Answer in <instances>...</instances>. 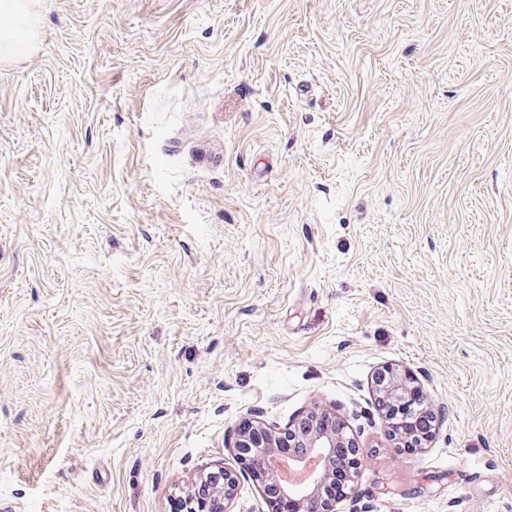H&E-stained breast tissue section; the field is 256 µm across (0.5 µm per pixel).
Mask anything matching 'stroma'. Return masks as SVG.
Wrapping results in <instances>:
<instances>
[{"mask_svg": "<svg viewBox=\"0 0 512 512\" xmlns=\"http://www.w3.org/2000/svg\"><path fill=\"white\" fill-rule=\"evenodd\" d=\"M0 56V512H170L314 406L336 512H512V0H31ZM435 417L394 447L373 385ZM412 382L409 377L398 373L394 369H383L375 379L374 386L379 401L385 411V417L390 420L391 440L395 441L399 447L407 448H426L427 442L431 439V432L417 433L401 427L391 419V411L405 406V400L412 391Z\"/></svg>", "mask_w": 512, "mask_h": 512, "instance_id": "35a3bbf8", "label": "stroma"}]
</instances>
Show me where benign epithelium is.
Masks as SVG:
<instances>
[{
	"label": "benign epithelium",
	"mask_w": 512,
	"mask_h": 512,
	"mask_svg": "<svg viewBox=\"0 0 512 512\" xmlns=\"http://www.w3.org/2000/svg\"><path fill=\"white\" fill-rule=\"evenodd\" d=\"M374 386L379 401L385 411V417L391 418V411L405 406V400L412 391L409 377L394 369L380 371ZM324 417L335 418L330 411L315 407L297 422L285 429L271 428L259 422L239 427L236 430L233 448L243 452L257 446L256 440H263L266 451L256 454L254 467L249 475L256 483L270 479L277 483L282 494L298 505V512H336V504L322 495V487L327 483L332 471L348 464V461L336 456V449L356 450L353 438L349 437L342 425L325 430L317 426ZM390 435L395 444L402 448H424L431 439V433L412 432L395 422H390ZM288 441V447L296 452L288 456H278L273 449ZM288 464V470L302 471L304 479L289 482L275 470L274 462ZM202 481L215 484L211 497L200 504H192L188 512H225L238 482L236 471L224 469L206 474Z\"/></svg>",
	"instance_id": "obj_1"
}]
</instances>
